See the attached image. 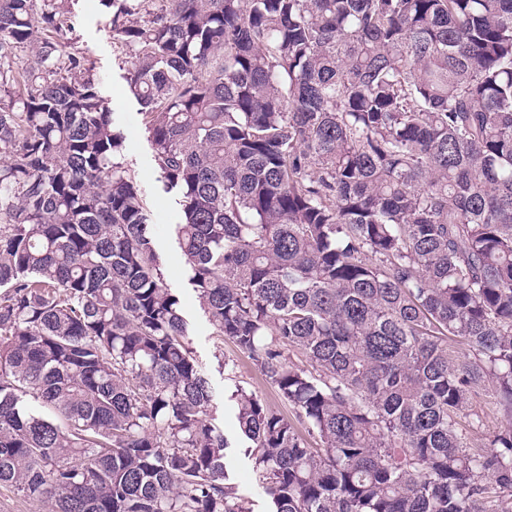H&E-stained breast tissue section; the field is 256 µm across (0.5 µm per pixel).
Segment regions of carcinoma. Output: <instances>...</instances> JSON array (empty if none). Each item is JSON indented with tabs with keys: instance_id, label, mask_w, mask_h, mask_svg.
Instances as JSON below:
<instances>
[{
	"instance_id": "carcinoma-1",
	"label": "carcinoma",
	"mask_w": 512,
	"mask_h": 512,
	"mask_svg": "<svg viewBox=\"0 0 512 512\" xmlns=\"http://www.w3.org/2000/svg\"><path fill=\"white\" fill-rule=\"evenodd\" d=\"M103 2L271 512H508L512 0ZM72 31L0 0V488L248 512ZM491 391L490 389L483 391V394L481 395V407L479 408V411L482 413V416L484 417V427L483 432H481L476 438L475 443L477 445H480L482 443L487 442V439L493 435L498 429L502 426V421L499 418L498 414H496L494 411H491L488 409V402L490 400Z\"/></svg>"
}]
</instances>
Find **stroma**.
Wrapping results in <instances>:
<instances>
[{
  "label": "stroma",
  "instance_id": "obj_1",
  "mask_svg": "<svg viewBox=\"0 0 512 512\" xmlns=\"http://www.w3.org/2000/svg\"><path fill=\"white\" fill-rule=\"evenodd\" d=\"M68 8L75 24L72 46L88 60L98 91L112 109L113 123L123 136L125 164L141 189L153 226L154 246L166 282L181 300L187 334L214 389L213 413L228 441L229 477L252 512H269L270 500L245 453L249 442L238 427L236 389L243 386L255 390L270 408L284 416H292L293 411L279 400L275 389L246 354L215 335L191 284L190 270L181 257L174 231L182 220L179 197L166 189L155 161L145 117L127 83L129 53L112 37L107 25L108 8L103 0H68Z\"/></svg>",
  "mask_w": 512,
  "mask_h": 512
}]
</instances>
